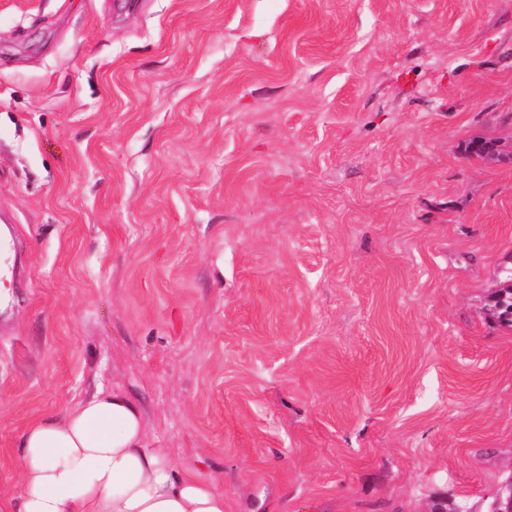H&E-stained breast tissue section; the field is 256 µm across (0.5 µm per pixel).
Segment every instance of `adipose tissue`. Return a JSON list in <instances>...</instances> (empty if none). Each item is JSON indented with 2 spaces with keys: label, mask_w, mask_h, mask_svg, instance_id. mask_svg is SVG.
Here are the masks:
<instances>
[{
  "label": "adipose tissue",
  "mask_w": 512,
  "mask_h": 512,
  "mask_svg": "<svg viewBox=\"0 0 512 512\" xmlns=\"http://www.w3.org/2000/svg\"><path fill=\"white\" fill-rule=\"evenodd\" d=\"M20 446L22 491L0 512H224L223 491L148 447L142 407L117 388L41 416Z\"/></svg>",
  "instance_id": "1"
}]
</instances>
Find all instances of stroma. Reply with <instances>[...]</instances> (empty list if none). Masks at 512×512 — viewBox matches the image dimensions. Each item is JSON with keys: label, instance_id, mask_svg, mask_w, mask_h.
<instances>
[{"label": "stroma", "instance_id": "stroma-1", "mask_svg": "<svg viewBox=\"0 0 512 512\" xmlns=\"http://www.w3.org/2000/svg\"><path fill=\"white\" fill-rule=\"evenodd\" d=\"M0 213V499L100 387L224 512L512 475V0H0ZM503 286L493 297L490 306L491 315L504 326L512 328V262L511 266L505 265L501 270Z\"/></svg>", "mask_w": 512, "mask_h": 512}]
</instances>
